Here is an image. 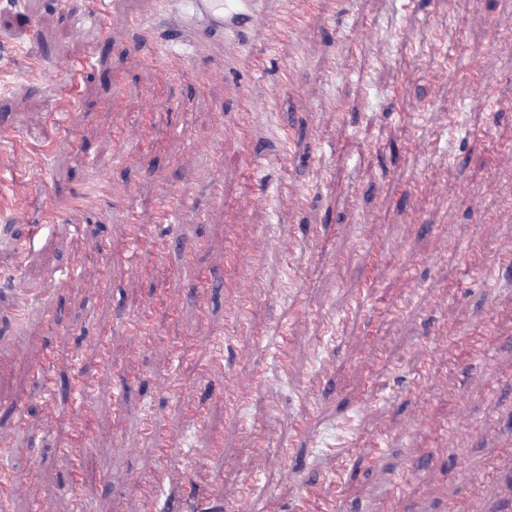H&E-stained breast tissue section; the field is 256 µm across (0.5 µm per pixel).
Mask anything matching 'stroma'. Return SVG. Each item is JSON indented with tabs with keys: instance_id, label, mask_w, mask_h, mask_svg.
I'll list each match as a JSON object with an SVG mask.
<instances>
[{
	"instance_id": "1",
	"label": "stroma",
	"mask_w": 512,
	"mask_h": 512,
	"mask_svg": "<svg viewBox=\"0 0 512 512\" xmlns=\"http://www.w3.org/2000/svg\"><path fill=\"white\" fill-rule=\"evenodd\" d=\"M86 2L59 14L0 0V226L20 234L0 235V290L31 299L25 322L0 321V462L24 478L9 512H75L63 421L92 426L82 495L95 512H178L191 493L223 499L224 512H290L307 481L338 512L512 508V270L492 265L512 243V0H324L301 36L253 29L233 77L280 110L254 113L243 135L223 80L199 92L189 77L207 60L166 51L178 0H122L108 38L84 23ZM150 12L148 36L126 27ZM257 54L266 74L251 71ZM33 56L53 85L29 79ZM288 63L292 89L276 79ZM474 70L493 78L501 109L479 107ZM283 126L296 137L287 166ZM105 162L114 202L38 228L43 207ZM166 186L187 194L174 224L156 221ZM130 204L163 252L131 251ZM229 235L247 245L236 265ZM236 279L250 297L240 323L220 287ZM161 303L190 359L127 334ZM486 320L494 344L449 366L441 329L463 336ZM214 335L225 359L210 370ZM160 431L178 458L163 485L136 490L159 466ZM407 466L409 489L397 484Z\"/></svg>"
}]
</instances>
